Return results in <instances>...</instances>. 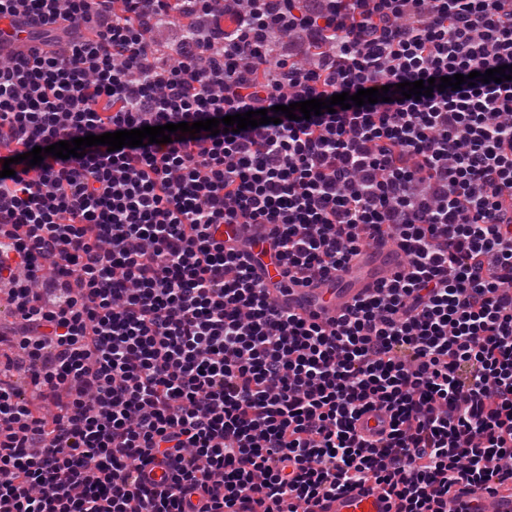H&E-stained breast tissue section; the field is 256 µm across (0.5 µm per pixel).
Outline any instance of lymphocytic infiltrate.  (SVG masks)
I'll return each mask as SVG.
<instances>
[{
  "mask_svg": "<svg viewBox=\"0 0 512 512\" xmlns=\"http://www.w3.org/2000/svg\"><path fill=\"white\" fill-rule=\"evenodd\" d=\"M203 35L166 66L149 33ZM47 26L0 68V162L90 134L408 81L460 89L0 178V512H298L375 484L398 512L512 486V0H0ZM288 50L267 72L272 35ZM306 282L370 240L409 267L336 322L275 307L249 237ZM384 409L372 441L355 424ZM162 478H155V470Z\"/></svg>",
  "mask_w": 512,
  "mask_h": 512,
  "instance_id": "lymphocytic-infiltrate-1",
  "label": "lymphocytic infiltrate"
}]
</instances>
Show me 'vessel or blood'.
Here are the masks:
<instances>
[{"mask_svg":"<svg viewBox=\"0 0 512 512\" xmlns=\"http://www.w3.org/2000/svg\"><path fill=\"white\" fill-rule=\"evenodd\" d=\"M402 250L392 244H370L349 266L330 280L307 285L287 277L284 266L262 257L259 268L264 283L269 284V297L274 304L285 305L302 317L329 326L345 314L360 297L373 293L377 285L392 273L406 269ZM389 416L385 410L373 409L357 422L358 432L368 439L376 438L387 428ZM466 497L477 505L478 512H512V488H500L489 493L469 487ZM309 512H393L390 499L372 484L366 483L334 497L320 499L308 507Z\"/></svg>","mask_w":512,"mask_h":512,"instance_id":"1","label":"vessel or blood"}]
</instances>
